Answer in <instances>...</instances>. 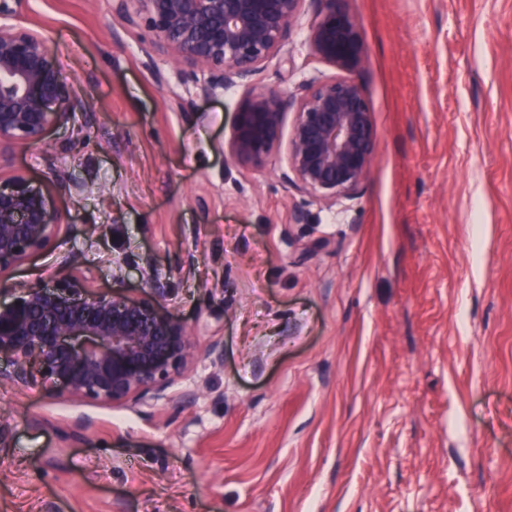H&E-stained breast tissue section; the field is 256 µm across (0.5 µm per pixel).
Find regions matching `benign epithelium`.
Segmentation results:
<instances>
[{"label":"benign epithelium","mask_w":512,"mask_h":512,"mask_svg":"<svg viewBox=\"0 0 512 512\" xmlns=\"http://www.w3.org/2000/svg\"><path fill=\"white\" fill-rule=\"evenodd\" d=\"M19 0H0V159L14 145L35 146L69 122L84 102L45 38L18 20ZM306 0H111L127 28L146 25L152 49L206 75L214 93L242 86L229 156L260 168L284 150L280 180L332 208L356 198L376 148L374 112L353 72L366 56L363 28L344 0H317L310 27L312 59L336 70L299 83L288 96L253 83L265 63L283 53ZM295 114L283 134L287 113ZM60 216L43 186L22 174L0 180V273L47 246ZM148 296L123 290L96 293L69 275L50 288L18 284L0 302V353L14 369L0 380L25 383L35 363L54 391L72 399L146 403L166 396L192 362L193 329L165 314L168 284L147 275Z\"/></svg>","instance_id":"7a95c632"}]
</instances>
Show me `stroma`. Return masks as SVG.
<instances>
[{
	"label": "stroma",
	"instance_id": "stroma-1",
	"mask_svg": "<svg viewBox=\"0 0 512 512\" xmlns=\"http://www.w3.org/2000/svg\"><path fill=\"white\" fill-rule=\"evenodd\" d=\"M345 5L377 141L329 208L283 188L284 152L230 161L243 87L205 94L110 0H23L86 108L0 165L62 219L0 300L64 274L140 298L152 271L195 353L146 405L0 382V512H512V0ZM317 8L261 85L321 71Z\"/></svg>",
	"mask_w": 512,
	"mask_h": 512
}]
</instances>
